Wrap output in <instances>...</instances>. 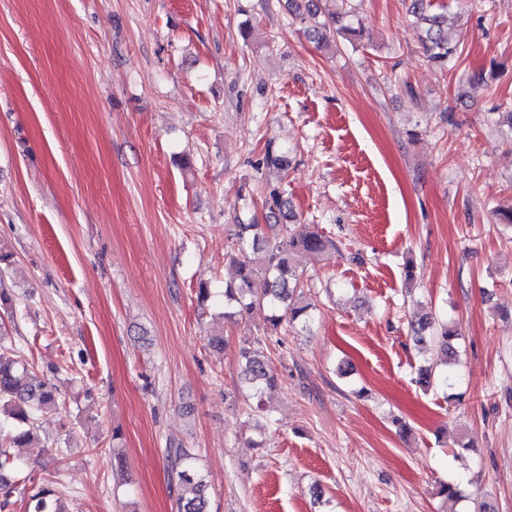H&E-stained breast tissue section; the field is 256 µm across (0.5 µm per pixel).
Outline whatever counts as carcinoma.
I'll return each mask as SVG.
<instances>
[{"mask_svg":"<svg viewBox=\"0 0 512 512\" xmlns=\"http://www.w3.org/2000/svg\"><path fill=\"white\" fill-rule=\"evenodd\" d=\"M344 12L338 20L323 24V29H313L317 39L328 42L336 34H359L361 28L343 23V19L355 15L352 0H342ZM407 12L424 25L423 53L428 62L446 67L456 56V48L448 43L445 32L447 15L432 13L428 0H407ZM268 168L283 171L287 160L282 152L268 146L264 156ZM332 241L310 228L299 225L286 228V234L271 242L262 237L260 225L240 224L236 241L230 246L228 258L235 276L224 283V303L236 308L224 316H242L255 307L268 311L270 332L280 331L282 325L310 330L313 321V305L307 301L305 285L293 264L297 252H322ZM413 341L418 346L435 343L443 348L447 366L456 357L453 340L459 336L455 326L446 321L439 323L427 315L411 321ZM240 373L243 382L257 398L256 408L263 405L265 390L277 383L276 373L270 360L258 348L244 347L240 351ZM450 372L434 366L418 369L417 383L423 387L446 384ZM58 407L56 388L46 380L36 378L28 363L17 355L13 345L0 336V503L9 502L15 489L11 473L16 470L11 448H27L36 436L33 432L36 416ZM167 457L176 483L177 512H209V484L198 467L197 458L187 448L180 446L167 449ZM27 512H65L62 499L45 484L30 495Z\"/></svg>","mask_w":512,"mask_h":512,"instance_id":"1","label":"carcinoma"}]
</instances>
